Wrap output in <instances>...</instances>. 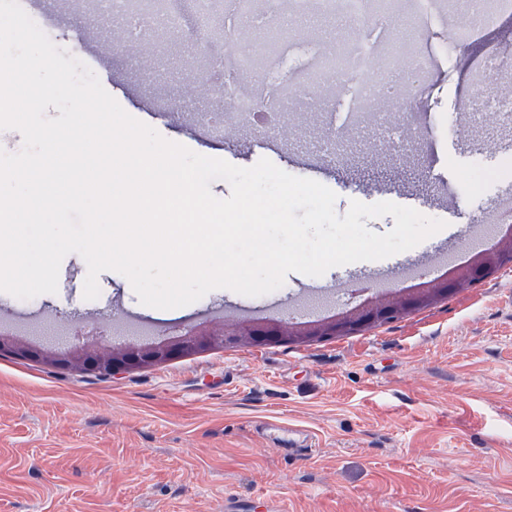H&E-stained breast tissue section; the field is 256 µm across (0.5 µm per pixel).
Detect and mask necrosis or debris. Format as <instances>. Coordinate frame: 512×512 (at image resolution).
<instances>
[{
    "instance_id": "necrosis-or-debris-1",
    "label": "necrosis or debris",
    "mask_w": 512,
    "mask_h": 512,
    "mask_svg": "<svg viewBox=\"0 0 512 512\" xmlns=\"http://www.w3.org/2000/svg\"><path fill=\"white\" fill-rule=\"evenodd\" d=\"M193 16L185 18L179 7L180 0H103L104 9L127 22L128 37L139 40L145 27L157 23L168 35L180 33L186 22H194L197 30L208 37L203 52L211 69L219 71L216 89L223 100L233 102L238 115L262 117L263 127L277 129L280 118L288 108H311L310 91L323 83H337L347 103L339 118L330 121L331 131H342L355 121L360 112L378 96L387 82L381 74L397 66L410 70L423 69L427 54L410 38L393 39L382 29L383 20L395 16L399 0H289L281 4L274 0L270 10L257 13L252 0H192ZM311 13L326 19H343L354 26H369L378 30L377 40L357 39L326 51L320 43L308 49L300 76L288 75L282 63L292 56L300 41L294 30L282 23L283 14ZM249 19L262 32L266 51L259 63L264 76L262 83L249 85L239 80V73L249 67L246 56L230 50L236 33L235 23Z\"/></svg>"
}]
</instances>
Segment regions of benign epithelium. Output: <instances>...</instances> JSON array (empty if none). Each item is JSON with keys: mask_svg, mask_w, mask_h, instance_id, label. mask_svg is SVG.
<instances>
[{"mask_svg": "<svg viewBox=\"0 0 512 512\" xmlns=\"http://www.w3.org/2000/svg\"><path fill=\"white\" fill-rule=\"evenodd\" d=\"M503 248L497 241L486 248L485 253L473 264L471 281L490 275V261ZM459 279L435 281L427 288L413 294L394 292L392 300L365 308H354L341 317L301 325L274 320L263 325H244L233 329L191 333L171 343L149 344L140 348L102 347L92 342L75 344L63 352L55 349L31 351L20 344H5L0 337V351L9 350L17 356L34 357L43 363L82 374L110 375L119 371L157 366L175 359L187 357L199 351L229 345H262L288 341H310L340 334H348L356 328L382 323L398 313H405L446 298L464 287Z\"/></svg>", "mask_w": 512, "mask_h": 512, "instance_id": "1", "label": "benign epithelium"}]
</instances>
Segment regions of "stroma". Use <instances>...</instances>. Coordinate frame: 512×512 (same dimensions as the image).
<instances>
[{"label":"stroma","mask_w":512,"mask_h":512,"mask_svg":"<svg viewBox=\"0 0 512 512\" xmlns=\"http://www.w3.org/2000/svg\"><path fill=\"white\" fill-rule=\"evenodd\" d=\"M465 25L460 14L419 24L427 66L398 77L424 92L411 113L413 143L390 128L366 146L356 127L344 151L323 158L318 180L336 193L338 214L354 200L412 198L421 214L465 226L512 191L501 175L512 168V139L487 146L477 116L448 130L465 100L486 107L512 85V75L482 67L512 39V18L501 15L445 54L449 32ZM121 29L78 6L59 26L65 37L102 47L93 71L127 114L152 113L151 127L195 153L220 145L233 165L258 162L245 126L198 138L196 114L220 104L193 95L201 76L183 54L142 69L114 45ZM288 121L293 135L271 160L310 177L300 154L322 133L323 115L293 111ZM447 182L464 202L455 216L443 196ZM87 272L81 255L68 254L56 293L22 300L0 292V312L23 311L34 322L20 340L64 350L80 324L102 343H136L132 331L113 328L127 308L159 341L238 326L231 308L247 300L219 288L181 308L155 309L111 270L99 274L100 295L88 300ZM295 294L287 284L278 289L276 318L328 320L381 292L340 290L300 309L288 304ZM247 301L260 307L268 298ZM263 419L313 432V453L290 454L256 432ZM228 498L244 512H512V263L430 307L345 336L211 349L108 378L0 352V512H224Z\"/></svg>","instance_id":"1"}]
</instances>
